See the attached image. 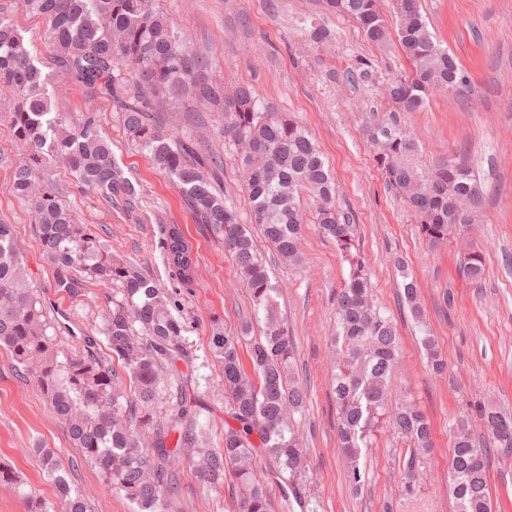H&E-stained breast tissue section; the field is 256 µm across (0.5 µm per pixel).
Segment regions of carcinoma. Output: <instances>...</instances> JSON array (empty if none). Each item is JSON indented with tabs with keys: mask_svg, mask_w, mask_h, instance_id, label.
Wrapping results in <instances>:
<instances>
[{
	"mask_svg": "<svg viewBox=\"0 0 512 512\" xmlns=\"http://www.w3.org/2000/svg\"><path fill=\"white\" fill-rule=\"evenodd\" d=\"M45 19L51 59L56 70L80 83L88 99L110 96L121 114L127 140L152 164L168 174L194 215L224 239L254 309L238 331L211 322L209 353L224 373L227 417L222 446L195 460L205 434L200 417L204 400L179 364H190L187 326L169 309L170 295L127 263L79 221L62 201L49 171L67 164L89 191L130 205L136 190L112 156V140L92 108L78 125L51 111L47 78L13 21L0 14V93L12 97L10 125L25 150L14 164L13 191L35 214L43 252L53 265L56 286L72 291L76 274L113 286L100 333L117 364L96 357L89 346L66 348L44 307L25 284L13 226L0 223V345L26 365L40 359L37 385L55 415L69 425L84 462L94 466L112 489L135 506V512H186L179 501L184 469L207 491L232 481L235 512H269L263 477L254 469L257 453L268 455L276 475L292 487L306 478L304 448L295 415L306 395L295 377V346L288 326L277 316L282 285L257 253V228L286 262L299 260L305 224L318 225L348 262L347 280L336 293V336L331 389L336 405L338 448L346 477L357 488L365 479L363 449L385 429L410 450L403 486L415 485L417 456L432 447L429 418L412 399H392L398 365L399 336L392 318L376 303L370 274L360 259L353 225L336 207L335 183L318 146L285 112L263 104L254 89L240 85L228 94L211 77V60L192 49L171 18L154 0H26ZM323 9L352 19L364 38L383 46L397 36L409 70L391 85L395 112H417L440 90L457 92L466 76L448 49L430 32L420 0H392L395 29H390L380 0H322ZM193 102L222 112L224 134L238 149V165L248 192L253 225L240 223L224 193L203 175L210 160L190 136L171 135L162 122L161 105ZM375 161L387 183L414 213L419 232L437 244L463 231L474 216L453 214L455 197H480L471 170L440 163L421 169L413 163L416 137L395 123L380 121L369 129ZM317 201L312 219L303 194ZM166 266L183 284L192 281L196 261L181 227L170 224L163 241ZM484 256L467 254L464 274L478 281ZM403 302L420 327V345L436 374L447 363L436 337L426 328L425 311L413 274L400 269ZM263 322L251 335L253 323ZM248 346L250 368L241 350ZM168 382V406L160 410L161 378ZM486 433L477 438L465 421L453 429L448 484L456 512H492L488 486V447L512 449V417L494 406L478 409ZM35 452L56 486L62 512H91L71 489L63 468L49 448Z\"/></svg>",
	"mask_w": 512,
	"mask_h": 512,
	"instance_id": "cac0c4a2",
	"label": "carcinoma"
}]
</instances>
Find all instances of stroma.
I'll return each mask as SVG.
<instances>
[{
    "mask_svg": "<svg viewBox=\"0 0 512 512\" xmlns=\"http://www.w3.org/2000/svg\"><path fill=\"white\" fill-rule=\"evenodd\" d=\"M156 6L196 50L209 56L216 83L228 91L251 84L264 103L294 117L317 141L336 182V206L356 226L374 295L397 323L401 357L395 394L413 397L431 420L433 448L418 458L420 480L413 491H405L398 469L406 446L388 431L365 453L364 484L349 487L336 450V406L330 390L334 302L349 265L334 241L312 224L305 228L298 267L283 263L265 241H258L273 276L284 285L279 307L295 342L296 374L307 393L299 428L309 454L307 482L284 498L273 463L257 458L271 512H454L448 493L453 418L487 399L512 412V0H423L431 32L457 57L467 81L460 94L437 92L422 110L400 113V124L418 139V165L464 160L482 189L474 224L461 240L437 248L428 246L413 213L387 184L367 135L368 126L391 111L387 86L408 70L397 47L368 43L355 22L327 14L319 0H156ZM0 13L37 45L35 63L49 76L56 111L76 122L86 107H93L111 138L115 159L136 188L134 207L82 191L65 164L54 165L51 179L61 199L111 245L115 257L174 292L175 313L188 324L190 370L206 402L201 420L208 437L216 438L224 431L226 403L224 375L208 350L211 321L222 318L233 329L251 314L249 292L223 240L212 225L195 218L172 180L128 143L111 98L88 100L82 87L56 72L42 46L44 18L28 11L23 0H0ZM317 27L329 30L326 41H313ZM365 62L372 70L367 82L358 77ZM168 124L193 133L201 148L221 155L224 193L241 223H251L250 201L240 181L236 149L224 137L223 115L207 113L198 128L188 111L172 109ZM22 152L12 136L9 108L0 103V222L13 226L26 278L59 335L70 344L93 337V353L111 359L98 329L112 289L84 277L75 291L57 288L28 208L13 193V164ZM169 224L181 226L196 259L193 280L185 286L172 278L164 262ZM471 246L485 257L478 282L461 271ZM401 263L417 279L428 328L448 361L442 375L426 369L419 329L397 303ZM39 443L71 465L70 483L94 512H134L96 469L80 462L67 425L53 414L32 372L18 366L0 345V462L20 476L17 483L0 485V512H28L34 498L56 504L54 484L32 452ZM488 480L493 512H512V455L493 449ZM180 499L188 512L234 509L230 490L205 494L189 474L181 480Z\"/></svg>",
    "mask_w": 512,
    "mask_h": 512,
    "instance_id": "obj_1",
    "label": "stroma"
}]
</instances>
